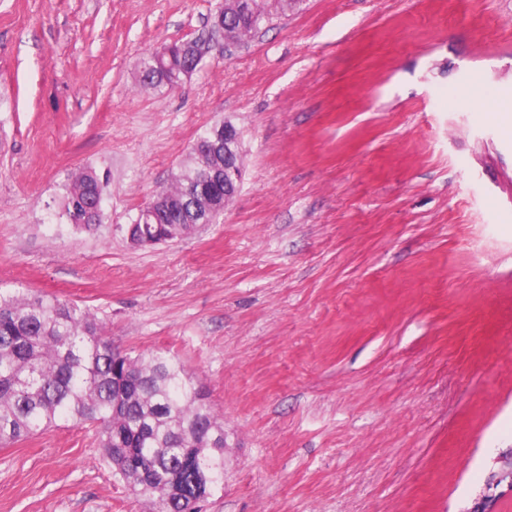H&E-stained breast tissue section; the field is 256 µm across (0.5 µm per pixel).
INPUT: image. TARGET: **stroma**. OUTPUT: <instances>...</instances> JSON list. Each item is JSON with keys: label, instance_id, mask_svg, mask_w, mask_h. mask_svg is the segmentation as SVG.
<instances>
[{"label": "stroma", "instance_id": "obj_1", "mask_svg": "<svg viewBox=\"0 0 512 512\" xmlns=\"http://www.w3.org/2000/svg\"><path fill=\"white\" fill-rule=\"evenodd\" d=\"M220 0H0V288L177 356L224 421L201 512H512V0H300L171 91L142 57ZM242 134L216 223L120 230L206 127ZM90 166L103 220L60 219ZM95 430L0 447V512H149ZM102 183L96 170L91 167L80 168L63 186L60 207L70 213L72 208L79 209L81 201L91 196Z\"/></svg>", "mask_w": 512, "mask_h": 512}]
</instances>
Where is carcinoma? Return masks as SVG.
<instances>
[{"mask_svg":"<svg viewBox=\"0 0 512 512\" xmlns=\"http://www.w3.org/2000/svg\"><path fill=\"white\" fill-rule=\"evenodd\" d=\"M246 6L261 23L232 20L237 44L294 4L248 0ZM205 43L194 41L190 56L182 42L160 61L147 57L141 86H180L207 54ZM204 182V170L186 161L153 195L157 222L175 225L183 237L194 231L198 214L191 203L177 202L187 186ZM100 186L95 169H79L63 186L61 209L78 208ZM60 422L97 426L106 459L148 500L150 512H200L201 470L210 489L224 486V421L177 357H132L112 345L88 309L25 288L0 289V446Z\"/></svg>","mask_w":512,"mask_h":512,"instance_id":"1","label":"carcinoma"}]
</instances>
